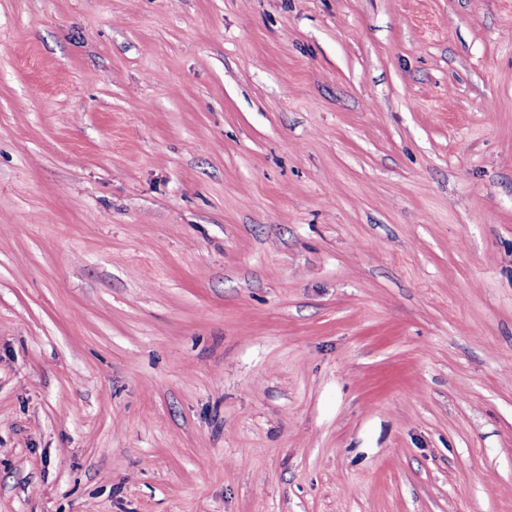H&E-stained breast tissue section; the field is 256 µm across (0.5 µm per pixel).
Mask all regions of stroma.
Listing matches in <instances>:
<instances>
[{"instance_id": "obj_1", "label": "stroma", "mask_w": 512, "mask_h": 512, "mask_svg": "<svg viewBox=\"0 0 512 512\" xmlns=\"http://www.w3.org/2000/svg\"><path fill=\"white\" fill-rule=\"evenodd\" d=\"M0 512H512V0H0Z\"/></svg>"}]
</instances>
